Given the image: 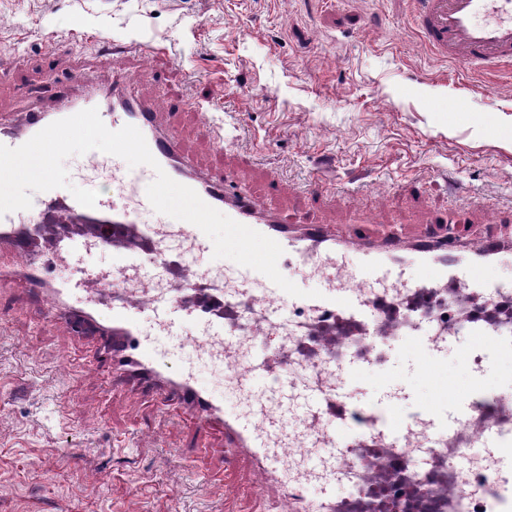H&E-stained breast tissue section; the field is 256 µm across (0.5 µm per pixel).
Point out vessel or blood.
<instances>
[{
	"label": "vessel or blood",
	"mask_w": 512,
	"mask_h": 512,
	"mask_svg": "<svg viewBox=\"0 0 512 512\" xmlns=\"http://www.w3.org/2000/svg\"><path fill=\"white\" fill-rule=\"evenodd\" d=\"M412 5L415 27L430 50L442 59L470 69L512 66V0H412ZM113 52L132 57V67L113 71L105 83L86 70H75L66 81L54 83L49 91L35 92V102L24 121H17L11 112L0 113V144L18 147L52 122L92 107L98 109L110 130L135 126L158 166L169 177L195 190L208 205L223 209L226 216L274 239L282 246L285 258L322 273L326 279L328 286L320 298L293 297L276 285H269L267 292L272 303L260 311L267 327L301 331V324L291 320L295 313L318 320L341 317L354 323L365 322L374 316L372 300L365 289L377 281L389 282L397 290H427L462 277L480 293H505V286L483 280L481 270L512 246L510 238L493 234L468 248L459 239L427 231L407 240L394 236L376 238L360 228L343 236L332 225L313 219L295 221L286 210L268 207L253 194L236 189L223 168L196 169L185 154L175 104L169 100L143 99L134 90L133 78L145 62L146 49L118 45ZM154 169L143 165L128 170L123 168L121 158H113L112 196L98 197L95 207L88 208L63 189L49 190V211L33 214L19 210L1 216L0 237L16 238L21 228L49 218L57 224H134L153 247L143 253L130 250L117 255L114 271L106 281L115 285L130 275L149 280L165 264L163 244L167 237L181 238L194 252L212 248L211 240L191 223L161 213L154 222H142L143 212L151 207L146 188L155 178ZM349 253L359 254L360 262L353 274L343 278L339 271ZM410 266L417 267V276L407 277L406 269ZM24 274L31 292L39 296L49 291L58 295L79 294L89 279L84 272L78 279L53 284L46 277L43 264L33 262L25 266ZM177 295L173 289L150 297L145 305L146 312L162 323L170 336L176 334L181 321L195 315ZM111 321L112 358L120 369L119 381L136 380L154 399L172 407L177 418L188 420L198 431L206 433L214 425H222L224 445L232 456L252 453L267 476L280 480L294 512H336V481L324 479L319 498L313 500L308 497L302 479L282 474L279 446L289 431L297 429L302 438L318 440L319 453L310 457L308 463L311 469L320 470L342 449L359 447L367 436L387 448H405L413 442L422 448L447 445L449 437L475 408L474 399L463 390L456 394L454 403L443 400L418 418L401 420L382 413L383 408L392 407L400 399L399 390L392 388L380 398L377 409L363 411V431L347 435L330 426L329 421L337 408L351 405L350 382L357 372L355 365L333 366L327 379L318 374L300 379L287 372L274 373L270 358L259 354L241 371L237 384L259 381L286 391H303L302 412L291 418L263 407L248 414L229 413L221 402L194 385L190 372L173 374L156 369L154 343L144 335L140 322L131 316L124 303H113ZM208 337L228 350L241 343L233 326L218 319L210 320ZM472 446L479 453L493 455L499 471L512 475V426L490 425L479 433Z\"/></svg>",
	"instance_id": "b4317fda"
}]
</instances>
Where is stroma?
<instances>
[{
  "label": "stroma",
  "mask_w": 512,
  "mask_h": 512,
  "mask_svg": "<svg viewBox=\"0 0 512 512\" xmlns=\"http://www.w3.org/2000/svg\"><path fill=\"white\" fill-rule=\"evenodd\" d=\"M137 40L151 48L145 95L189 108L182 133L206 166L277 208L339 230L410 237L444 217L467 240L500 215L512 219V74L472 72L436 58L410 20V0H0V66H16L0 106L20 87H47L102 48ZM70 183L112 192V166L65 160ZM321 183L319 197L308 195ZM163 293L196 268L234 281L237 265L165 243ZM22 273L0 278V512H280L274 486L258 488L250 459L227 466L221 432L199 434L168 419L132 383L112 382L107 343L89 350L66 304L44 319ZM158 337L157 364L191 372L226 409L252 404L295 411L301 397L226 383L210 360L202 321L182 341ZM427 316L359 360L352 398L419 415L442 386L469 388L465 353L483 350L482 396L512 398V354L489 339L430 341Z\"/></svg>",
  "instance_id": "1"
}]
</instances>
